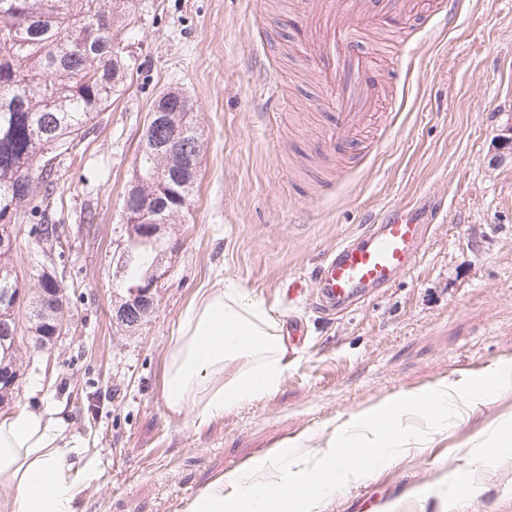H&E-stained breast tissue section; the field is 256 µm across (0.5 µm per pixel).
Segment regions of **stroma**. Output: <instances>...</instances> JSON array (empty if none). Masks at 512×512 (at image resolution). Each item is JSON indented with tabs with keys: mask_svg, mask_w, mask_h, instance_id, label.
I'll return each mask as SVG.
<instances>
[{
	"mask_svg": "<svg viewBox=\"0 0 512 512\" xmlns=\"http://www.w3.org/2000/svg\"><path fill=\"white\" fill-rule=\"evenodd\" d=\"M299 0H141L128 52L140 66L96 130L56 174L68 284L67 335L38 354L14 407L63 408L98 477L79 512H185L206 483L252 458L323 448L351 415L388 399L512 365V0H448L406 35L381 73L382 124L358 154H322L326 114L308 73ZM278 71L268 107L262 64ZM194 101L202 140L197 187L162 225L167 275L133 329L115 322L126 292L118 262L134 156L154 100ZM399 204L431 230L410 271L355 311L318 304L328 251ZM231 279L285 324L292 363L273 394L196 429L169 416L162 375L169 338L198 289ZM512 422V386L478 402L391 463L351 482L317 512H502L512 453L478 457L484 434Z\"/></svg>",
	"mask_w": 512,
	"mask_h": 512,
	"instance_id": "obj_1",
	"label": "stroma"
}]
</instances>
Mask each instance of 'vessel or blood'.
<instances>
[{"mask_svg":"<svg viewBox=\"0 0 512 512\" xmlns=\"http://www.w3.org/2000/svg\"><path fill=\"white\" fill-rule=\"evenodd\" d=\"M434 5L447 7L446 0H307L302 40L310 68L330 93L320 152L346 156L356 151L379 96L378 64L400 61L395 48L372 56L369 34L397 20L413 22ZM427 231L411 208L388 209L381 223L367 225L327 255L316 274L320 304L342 311L363 301L371 289L392 283L416 263Z\"/></svg>","mask_w":512,"mask_h":512,"instance_id":"b4317fda","label":"vessel or blood"}]
</instances>
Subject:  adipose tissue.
I'll return each instance as SVG.
<instances>
[{
  "label": "adipose tissue",
  "instance_id": "adipose-tissue-1",
  "mask_svg": "<svg viewBox=\"0 0 512 512\" xmlns=\"http://www.w3.org/2000/svg\"><path fill=\"white\" fill-rule=\"evenodd\" d=\"M290 363L272 308L227 279L185 308L166 353L168 414L201 428L225 411L275 392ZM64 411L0 413V512H78V488L92 478Z\"/></svg>",
  "mask_w": 512,
  "mask_h": 512
}]
</instances>
